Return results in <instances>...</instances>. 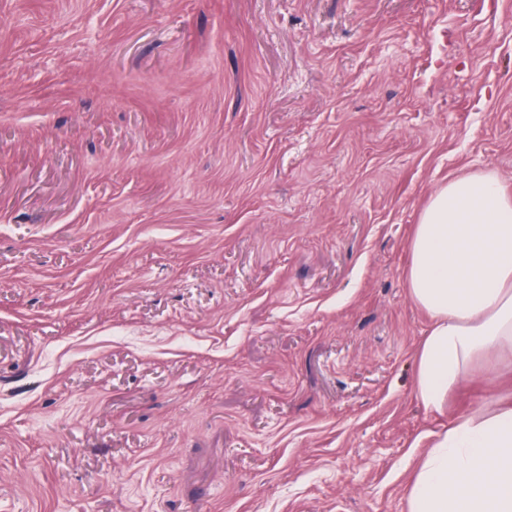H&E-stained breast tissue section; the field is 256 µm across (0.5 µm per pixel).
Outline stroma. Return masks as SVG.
<instances>
[{"label": "stroma", "mask_w": 512, "mask_h": 512, "mask_svg": "<svg viewBox=\"0 0 512 512\" xmlns=\"http://www.w3.org/2000/svg\"><path fill=\"white\" fill-rule=\"evenodd\" d=\"M512 193V0H0V512H407L409 241Z\"/></svg>", "instance_id": "stroma-1"}]
</instances>
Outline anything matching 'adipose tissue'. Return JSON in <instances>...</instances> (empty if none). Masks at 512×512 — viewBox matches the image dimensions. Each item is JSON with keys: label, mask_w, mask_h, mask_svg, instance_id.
Here are the masks:
<instances>
[{"label": "adipose tissue", "mask_w": 512, "mask_h": 512, "mask_svg": "<svg viewBox=\"0 0 512 512\" xmlns=\"http://www.w3.org/2000/svg\"><path fill=\"white\" fill-rule=\"evenodd\" d=\"M406 284L430 324L414 392L443 413L473 358L512 345V196L491 171L449 180L422 209ZM408 512H512V397L454 416L418 459Z\"/></svg>", "instance_id": "ef3b65f1"}]
</instances>
